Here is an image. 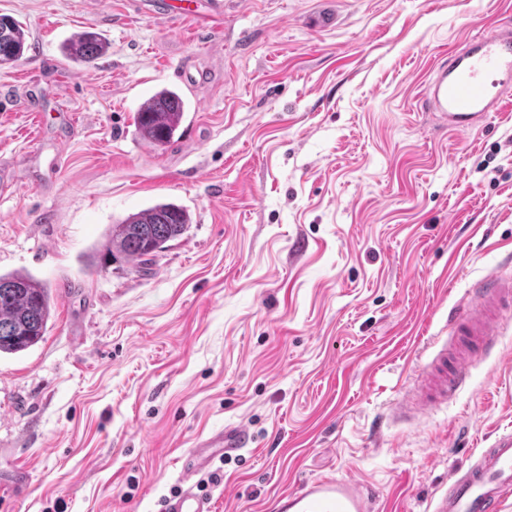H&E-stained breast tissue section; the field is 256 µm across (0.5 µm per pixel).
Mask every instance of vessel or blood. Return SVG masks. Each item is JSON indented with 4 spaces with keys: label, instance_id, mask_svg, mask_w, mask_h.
I'll return each mask as SVG.
<instances>
[{
    "label": "vessel or blood",
    "instance_id": "1",
    "mask_svg": "<svg viewBox=\"0 0 512 512\" xmlns=\"http://www.w3.org/2000/svg\"><path fill=\"white\" fill-rule=\"evenodd\" d=\"M442 128L465 133L478 127L491 113L512 106V26L498 25L466 38L440 63L421 98ZM512 310V277L492 272L485 276L473 299L460 301L450 317L453 335L480 339L491 349L504 329L503 309ZM476 353L454 355L438 349L408 388L410 407L426 414L447 403L461 390ZM252 436L242 424L224 428L199 441L185 458L184 479L211 465L215 458L250 447ZM512 494V433L497 435L491 448L433 501L431 512H500ZM377 491L354 477H322L283 491L272 502V512H372ZM163 512H213L211 500L185 489L167 500Z\"/></svg>",
    "mask_w": 512,
    "mask_h": 512
}]
</instances>
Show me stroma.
Here are the masks:
<instances>
[{
    "instance_id": "35a3bbf8",
    "label": "stroma",
    "mask_w": 512,
    "mask_h": 512,
    "mask_svg": "<svg viewBox=\"0 0 512 512\" xmlns=\"http://www.w3.org/2000/svg\"><path fill=\"white\" fill-rule=\"evenodd\" d=\"M0 0L29 51L0 67V274L53 296L43 341L0 356V512H161L196 442L251 447L196 476L214 512H263L307 479L352 475L374 512L433 491L512 432V317L452 402L386 421L450 309L512 273V111L470 132L422 112L430 72L512 0ZM103 59L62 53L74 34ZM186 102L173 141L133 115ZM160 202L186 232L151 270L97 252ZM108 48V42L101 34L90 31L80 33L63 47L69 58L84 63H92L105 56ZM185 112V101L174 90L163 88L150 96L135 117L142 139L153 145L169 142L179 130Z\"/></svg>"
}]
</instances>
